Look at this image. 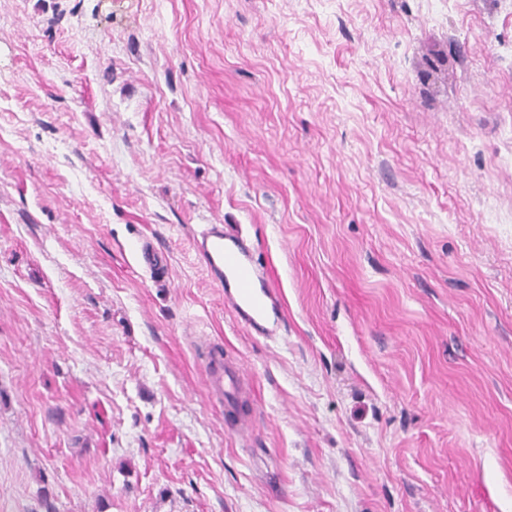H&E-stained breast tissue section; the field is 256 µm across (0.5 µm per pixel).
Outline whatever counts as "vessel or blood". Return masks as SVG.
<instances>
[{
	"label": "vessel or blood",
	"mask_w": 512,
	"mask_h": 512,
	"mask_svg": "<svg viewBox=\"0 0 512 512\" xmlns=\"http://www.w3.org/2000/svg\"><path fill=\"white\" fill-rule=\"evenodd\" d=\"M193 246L212 282L223 289L225 307L250 332L275 339L284 321L282 297L267 272L257 266L242 234L222 224H205L194 236ZM205 373L210 400L231 410L250 399L246 370L225 358L222 348H209Z\"/></svg>",
	"instance_id": "b4317fda"
}]
</instances>
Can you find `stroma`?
I'll return each instance as SVG.
<instances>
[{
  "mask_svg": "<svg viewBox=\"0 0 512 512\" xmlns=\"http://www.w3.org/2000/svg\"><path fill=\"white\" fill-rule=\"evenodd\" d=\"M50 507L512 512V0H0V512ZM193 246L211 281L224 289L225 307L251 333L275 340L284 322L282 297L242 234L224 224H203ZM206 388L212 401L233 410L243 400H250L252 386L243 366L235 360L224 358V350L211 346L206 366Z\"/></svg>",
  "mask_w": 512,
  "mask_h": 512,
  "instance_id": "35a3bbf8",
  "label": "stroma"
}]
</instances>
